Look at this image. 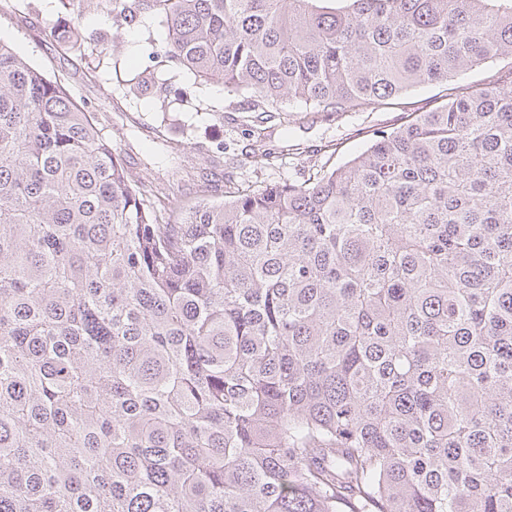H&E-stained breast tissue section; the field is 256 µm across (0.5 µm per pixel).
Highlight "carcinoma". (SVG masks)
I'll list each match as a JSON object with an SVG mask.
<instances>
[{"instance_id":"1","label":"carcinoma","mask_w":512,"mask_h":512,"mask_svg":"<svg viewBox=\"0 0 512 512\" xmlns=\"http://www.w3.org/2000/svg\"><path fill=\"white\" fill-rule=\"evenodd\" d=\"M119 2L249 112L507 64L171 207L0 42V512H512V0Z\"/></svg>"}]
</instances>
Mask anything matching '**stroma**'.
<instances>
[{
  "label": "stroma",
  "mask_w": 512,
  "mask_h": 512,
  "mask_svg": "<svg viewBox=\"0 0 512 512\" xmlns=\"http://www.w3.org/2000/svg\"><path fill=\"white\" fill-rule=\"evenodd\" d=\"M164 38L161 18L148 14L126 25L111 0H0V41L94 113L136 189L160 191L185 205L199 199L206 182L218 200L228 178L255 187L303 180L326 159L348 160L361 146L357 129L398 126L405 112L434 106L442 93L438 85L420 87L350 118L315 119L304 112L268 118L245 111L240 101L225 106L223 88L195 84L172 63L151 64L148 56L163 52ZM149 65L161 83L142 96L130 95V79ZM256 127L267 148L281 147L288 136L303 143L305 153L274 168L253 169L247 157Z\"/></svg>",
  "instance_id": "1"
}]
</instances>
